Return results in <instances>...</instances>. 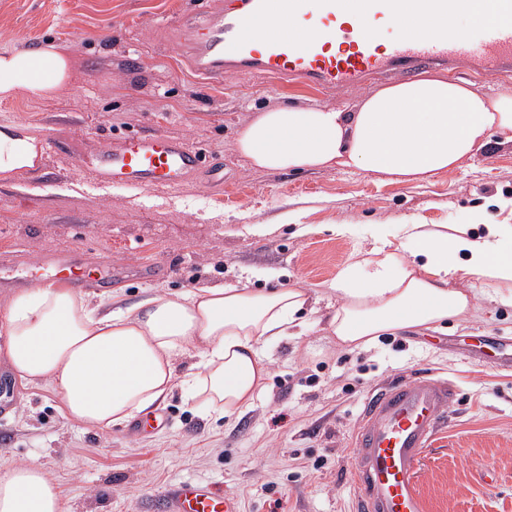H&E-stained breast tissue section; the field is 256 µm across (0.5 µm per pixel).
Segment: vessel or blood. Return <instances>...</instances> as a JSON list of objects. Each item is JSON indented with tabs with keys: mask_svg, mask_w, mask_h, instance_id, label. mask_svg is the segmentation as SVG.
<instances>
[{
	"mask_svg": "<svg viewBox=\"0 0 512 512\" xmlns=\"http://www.w3.org/2000/svg\"><path fill=\"white\" fill-rule=\"evenodd\" d=\"M476 0H222L178 24L180 43L196 79L221 82L254 74L330 92L364 88L378 79L413 77L425 67L496 78L512 73V0H495L499 20L466 34L428 36L422 12L440 24L469 12ZM93 179L109 185L174 190L208 172L224 182V169L206 152L166 134H117L80 160ZM7 287L65 279L77 288L103 287L123 266L87 261L69 249L37 261L8 262ZM459 400L450 380L432 373L395 378L366 397L352 435L355 512H427L419 490L421 455ZM143 512H241L238 499L201 480L169 485L147 498Z\"/></svg>",
	"mask_w": 512,
	"mask_h": 512,
	"instance_id": "1",
	"label": "vessel or blood"
}]
</instances>
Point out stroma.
<instances>
[{"label": "stroma", "instance_id": "35a3bbf8", "mask_svg": "<svg viewBox=\"0 0 512 512\" xmlns=\"http://www.w3.org/2000/svg\"><path fill=\"white\" fill-rule=\"evenodd\" d=\"M202 0H0V51L66 46L73 85L45 99L0 101V124L19 123L67 155L0 183V262L81 248L93 260L162 275L116 283L121 305L200 283L316 292L304 336L266 346L270 374L252 408L216 417L172 393L169 428L131 436L69 421L53 389L29 384L0 417L11 439L0 470L40 466L61 489L65 512H141L167 485L209 481L241 512H351V437L369 390L416 370L434 371L462 400L421 461L428 512H512V307L489 298L467 320L422 334L339 348L325 326L337 305L329 282L373 245L368 225L512 224V141L492 134L461 167L427 183H392L364 172H258L233 148L258 110L309 102L358 103L363 91L328 94L298 83L243 76L198 82L162 28ZM189 139L223 161V190L197 175L175 190L108 186L78 157L115 133ZM349 225V234L334 227Z\"/></svg>", "mask_w": 512, "mask_h": 512}]
</instances>
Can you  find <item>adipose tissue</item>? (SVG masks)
<instances>
[{
	"label": "adipose tissue",
	"mask_w": 512,
	"mask_h": 512,
	"mask_svg": "<svg viewBox=\"0 0 512 512\" xmlns=\"http://www.w3.org/2000/svg\"><path fill=\"white\" fill-rule=\"evenodd\" d=\"M73 73L65 47L0 54V100L49 98ZM512 133V95L425 73L378 88L353 111L321 104L274 107L239 129L235 150L264 171L338 168L395 183H422L472 158L490 131ZM43 147L26 126L0 125V182L37 168ZM375 244L332 285L340 300L327 329L345 349L378 336L421 333L462 319L478 295L512 303V225L405 224L392 246ZM306 288L201 285L103 311L66 283L15 291L0 305L5 357L24 381H43L66 418L108 430L181 390L186 404L225 416L253 406L269 363L263 346L302 336ZM0 512H65L57 484L39 466L0 471Z\"/></svg>",
	"instance_id": "ef3b65f1"
}]
</instances>
